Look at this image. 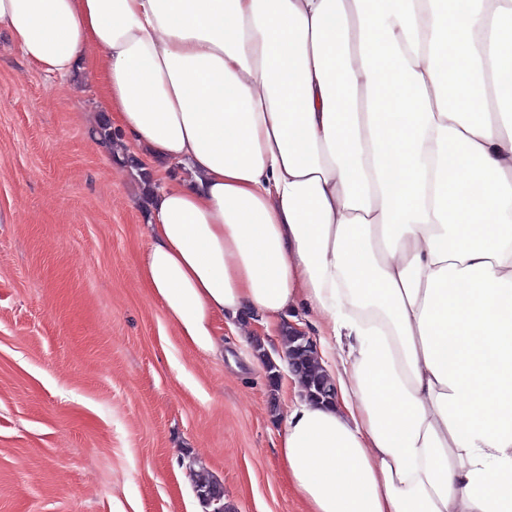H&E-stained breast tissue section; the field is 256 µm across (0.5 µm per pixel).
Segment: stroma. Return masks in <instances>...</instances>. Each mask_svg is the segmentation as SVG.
Instances as JSON below:
<instances>
[{"mask_svg":"<svg viewBox=\"0 0 512 512\" xmlns=\"http://www.w3.org/2000/svg\"><path fill=\"white\" fill-rule=\"evenodd\" d=\"M83 71L31 65L0 30V512H305L278 441L290 395L225 329L202 354L146 288L142 187L91 139Z\"/></svg>","mask_w":512,"mask_h":512,"instance_id":"obj_1","label":"stroma"}]
</instances>
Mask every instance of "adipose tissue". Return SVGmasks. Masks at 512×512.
<instances>
[{
	"instance_id": "ef3b65f1",
	"label": "adipose tissue",
	"mask_w": 512,
	"mask_h": 512,
	"mask_svg": "<svg viewBox=\"0 0 512 512\" xmlns=\"http://www.w3.org/2000/svg\"><path fill=\"white\" fill-rule=\"evenodd\" d=\"M160 187L142 276L196 351L303 312L307 512H512V0H0ZM290 314L292 318L289 317L288 320L291 323L288 322V328L284 329L282 336L284 354L287 359L295 360L302 365L299 379L309 399L315 401L321 400L316 396V393L319 391V387L325 379V384L320 388L323 395L322 399L326 402H333L336 397L334 387L329 379L324 377L318 365V348L316 341L313 340V338L316 339L317 336H313L307 326L303 329L313 338L307 335L304 330L297 327L296 324H292L296 322L294 319H297V321H305L301 314L296 312H291ZM288 330L293 336L288 333ZM296 338L300 341L301 348L306 351L299 348V342ZM307 351L313 353L317 358Z\"/></svg>"
}]
</instances>
